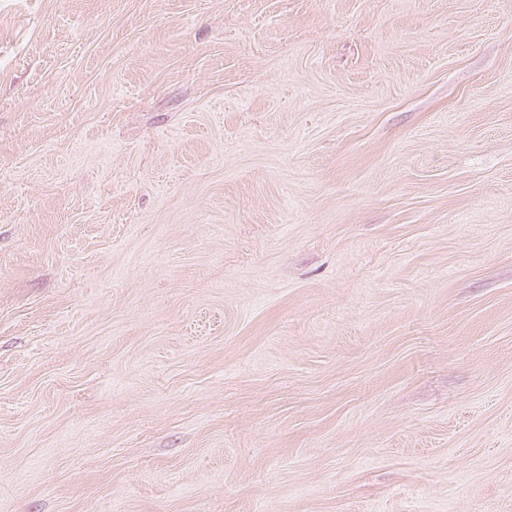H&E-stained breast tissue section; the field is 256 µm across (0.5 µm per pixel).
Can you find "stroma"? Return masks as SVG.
<instances>
[{"instance_id":"35a3bbf8","label":"stroma","mask_w":512,"mask_h":512,"mask_svg":"<svg viewBox=\"0 0 512 512\" xmlns=\"http://www.w3.org/2000/svg\"><path fill=\"white\" fill-rule=\"evenodd\" d=\"M0 512H512V0H0Z\"/></svg>"}]
</instances>
